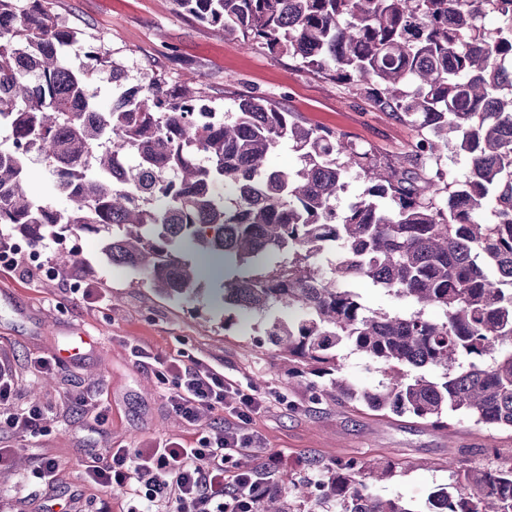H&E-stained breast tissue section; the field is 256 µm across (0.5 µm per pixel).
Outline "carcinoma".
I'll use <instances>...</instances> for the list:
<instances>
[{"label":"carcinoma","instance_id":"1","mask_svg":"<svg viewBox=\"0 0 512 512\" xmlns=\"http://www.w3.org/2000/svg\"><path fill=\"white\" fill-rule=\"evenodd\" d=\"M197 20L345 86L379 112L418 129L411 149L381 156L328 128H307L260 95L238 97L224 117L202 92L162 74L124 90L102 46L85 54L112 71V110L90 102L94 70L63 52L74 31L48 0H0V224L32 248L67 230L99 237L112 263L167 297L198 292L197 259L224 274L214 300L256 316L288 360L291 385L411 414L451 429L449 413L512 431V0H175ZM502 24L488 29V14ZM300 167L271 168L280 143ZM466 156L462 178H443L449 148ZM43 156L64 210L25 188L27 162ZM365 189L343 213L350 173ZM338 246L325 271L319 256ZM80 264L54 254L57 272ZM365 279L409 300L408 315L371 312L351 288ZM288 308V320L273 315ZM438 309L441 318L427 312ZM348 344L384 377L358 390L340 373ZM442 376H426L427 368ZM382 461L316 468L317 495L293 478L267 484L253 512H512V465L458 468L452 489L424 505L383 500L371 483Z\"/></svg>","mask_w":512,"mask_h":512}]
</instances>
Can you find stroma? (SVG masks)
Here are the masks:
<instances>
[{"label":"stroma","instance_id":"35a3bbf8","mask_svg":"<svg viewBox=\"0 0 512 512\" xmlns=\"http://www.w3.org/2000/svg\"><path fill=\"white\" fill-rule=\"evenodd\" d=\"M52 11L77 33L78 45L64 52L71 67L87 66L79 45L97 41L121 64L129 87L147 83L157 70L170 83L202 88L208 105L224 113L235 110L238 94L251 92L296 113L306 126L333 129L389 157L404 153L416 137L414 127L298 61L193 20L174 0H53ZM82 241L79 267L64 275L50 271L54 244L41 264L25 260L15 270L0 268V359L16 375L12 403L37 405L44 413L35 435L0 430V448L15 451L0 467V512H61L68 502L75 512H122L123 489H96L82 478L92 449L135 448L154 437L192 445L237 427L228 409L206 410L196 425H187L167 405L169 385L133 357L135 345L156 357L211 366L266 399V410L248 427L255 443L239 456L249 468H259L266 452L282 454L281 476L302 480L311 479L315 466L339 460L389 461L396 469L374 482V494L421 503L433 489L452 487L459 466L512 462V432L471 417L456 415L447 433L412 415H384L289 386L288 364L268 343L263 322L225 326L223 311L211 304L216 274L201 277L193 300H175L109 262L97 236L86 233ZM77 332L90 339L85 356L56 360ZM42 357L51 364L39 372L34 364ZM44 455L60 462L50 489L35 474Z\"/></svg>","mask_w":512,"mask_h":512}]
</instances>
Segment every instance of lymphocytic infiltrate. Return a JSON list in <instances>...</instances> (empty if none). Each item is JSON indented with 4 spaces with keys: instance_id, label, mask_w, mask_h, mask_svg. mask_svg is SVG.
I'll return each instance as SVG.
<instances>
[{
    "instance_id": "obj_1",
    "label": "lymphocytic infiltrate",
    "mask_w": 512,
    "mask_h": 512,
    "mask_svg": "<svg viewBox=\"0 0 512 512\" xmlns=\"http://www.w3.org/2000/svg\"><path fill=\"white\" fill-rule=\"evenodd\" d=\"M156 374L173 384L167 400L185 422L195 423L200 407L224 405L231 395L239 428L215 438L201 437L193 446L155 438L137 448L90 455L85 482L105 489L130 487L126 512H252L265 490V475L282 466L276 452L266 454L257 471L234 463L239 449L250 442L245 427L265 410L264 401L225 381L221 373L182 362H160Z\"/></svg>"
}]
</instances>
